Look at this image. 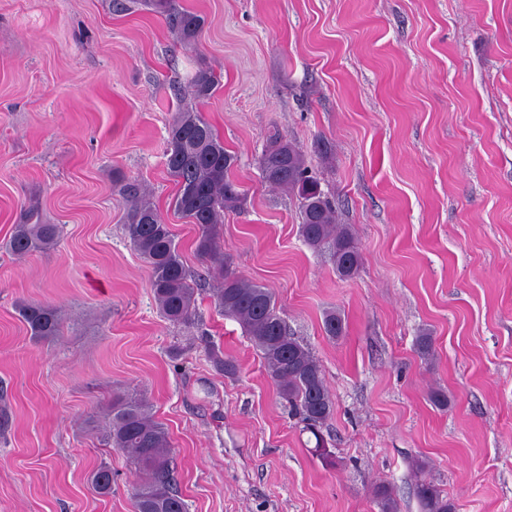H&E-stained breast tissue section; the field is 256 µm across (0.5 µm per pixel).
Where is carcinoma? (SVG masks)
<instances>
[{
    "instance_id": "cac0c4a2",
    "label": "carcinoma",
    "mask_w": 512,
    "mask_h": 512,
    "mask_svg": "<svg viewBox=\"0 0 512 512\" xmlns=\"http://www.w3.org/2000/svg\"><path fill=\"white\" fill-rule=\"evenodd\" d=\"M146 6L164 17L177 39L195 43L204 20L181 8L177 0H144ZM218 86L212 71L200 69L189 82L193 99H209ZM166 164L178 186L175 209L199 226L195 250L207 262L208 273L219 280L216 304L224 316L237 321L245 336L260 353L267 375L280 394L290 402L304 423V430L315 439L313 452L323 455L321 429L334 412V402L326 385L322 365L308 346L291 336L279 315L273 292L230 268L224 257L221 228L224 212L241 208L243 195L230 179L236 157L201 113L188 106L176 114L169 126ZM260 167L264 181L281 188L298 200L303 241L316 251L328 253L341 279L355 276L362 256L355 239L343 224L337 223L336 208L309 174L302 151L277 132L269 134ZM119 193L130 199L125 235L145 262L149 284L160 314L173 324H188L196 314L197 289L185 266L171 231L141 186L135 181L119 182ZM59 229L44 224L40 211H24L21 223L13 225L8 249L25 256L44 252L55 245ZM18 313L39 342L51 343L60 336L59 309L42 302H22ZM323 328L336 338L343 333L340 314H326ZM215 368L226 376L237 373V364L219 351H210ZM108 441L134 466V512H187L174 479L171 442L167 428L158 422L145 397L122 394L113 397L109 413ZM101 495L112 493V471L101 466L90 476ZM424 512H453L446 495L432 482L417 486ZM381 512H398L392 490L385 484L374 488Z\"/></svg>"
}]
</instances>
